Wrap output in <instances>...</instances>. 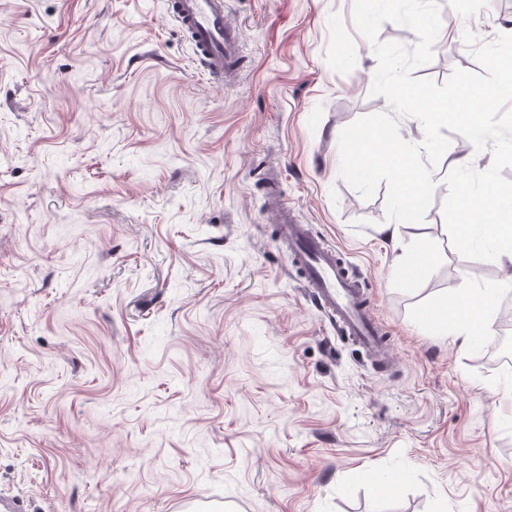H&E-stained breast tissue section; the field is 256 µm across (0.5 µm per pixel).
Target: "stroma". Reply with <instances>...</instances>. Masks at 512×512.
<instances>
[{"mask_svg":"<svg viewBox=\"0 0 512 512\" xmlns=\"http://www.w3.org/2000/svg\"><path fill=\"white\" fill-rule=\"evenodd\" d=\"M439 0L415 77L477 70L463 42L512 0ZM353 0H226L243 68L204 74L167 0H0V497L20 512H512V347L434 312L512 265L463 257L446 176L421 222L340 176L338 136L388 111ZM278 192L374 297L396 363L330 322L268 214ZM436 252L415 280L400 250Z\"/></svg>","mask_w":512,"mask_h":512,"instance_id":"obj_1","label":"stroma"}]
</instances>
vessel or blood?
<instances>
[{
  "instance_id": "vessel-or-blood-1",
  "label": "vessel or blood",
  "mask_w": 512,
  "mask_h": 512,
  "mask_svg": "<svg viewBox=\"0 0 512 512\" xmlns=\"http://www.w3.org/2000/svg\"><path fill=\"white\" fill-rule=\"evenodd\" d=\"M169 10L207 73L220 81L233 80L238 73L241 33L227 19L224 0H169ZM273 212L280 236L319 306L365 351L378 361L389 360L391 348L364 286L348 275L338 250L300 223L281 199H274Z\"/></svg>"
}]
</instances>
